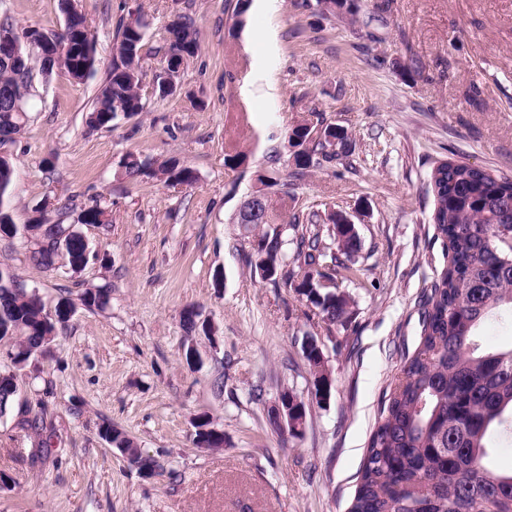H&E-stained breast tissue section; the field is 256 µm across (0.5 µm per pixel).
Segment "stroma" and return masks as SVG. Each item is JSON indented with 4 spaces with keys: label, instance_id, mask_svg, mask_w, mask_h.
Segmentation results:
<instances>
[{
    "label": "stroma",
    "instance_id": "obj_1",
    "mask_svg": "<svg viewBox=\"0 0 512 512\" xmlns=\"http://www.w3.org/2000/svg\"><path fill=\"white\" fill-rule=\"evenodd\" d=\"M357 3L352 25L275 0L248 7L238 27V0H84L95 78L34 72L29 121L4 150L16 166L15 224L44 203L63 224L100 204L108 224L82 231L108 259L48 271L19 240L0 239V266L50 309L104 283L112 301L77 308L20 371L18 399L44 402L47 427L37 436L0 418L10 479L0 512H346L384 396L418 345L420 297L445 263L428 174L452 159L512 179V0ZM138 7L144 110L89 129L117 28ZM177 15L192 19L199 50L162 98L155 84ZM4 16L46 32L64 24L60 0H0ZM320 119L347 132L350 167L325 162L298 181L287 160L277 168L297 209L342 213L359 237L357 275L338 285L352 303L330 328L306 297L253 274V235L232 221L287 132ZM131 153L178 160L198 179L129 180L120 163ZM237 153L244 167L230 165ZM189 305L218 328L216 345L198 341L200 370L185 360ZM309 334L324 343L334 386L320 403L301 349ZM288 389L308 406L297 438L268 417ZM200 414L223 431V448L197 446ZM108 425L157 460L153 477L102 439Z\"/></svg>",
    "mask_w": 512,
    "mask_h": 512
}]
</instances>
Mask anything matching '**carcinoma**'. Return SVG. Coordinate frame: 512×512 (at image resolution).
<instances>
[{"mask_svg": "<svg viewBox=\"0 0 512 512\" xmlns=\"http://www.w3.org/2000/svg\"><path fill=\"white\" fill-rule=\"evenodd\" d=\"M147 20L142 13L118 26L112 63L99 84L88 127H105L122 112L144 109L137 89L143 75V49ZM168 33L169 48L180 53L184 66L199 50L192 22L179 17ZM56 67L85 82L97 72V61L86 70L71 65L66 36L56 35ZM16 60L0 59V142H13L27 123L25 105L32 68L40 60L22 44ZM323 128L329 140L310 138ZM298 173L320 164L340 161L350 152L347 137L322 121L300 125L287 137ZM124 175L136 180L150 177L166 184L191 185L197 174L175 160L157 161L134 154L121 161ZM15 167L0 156V238H19L30 247V259L47 270L68 267L76 272L96 258L81 231L86 224L108 223L100 205L80 211L72 224H51L31 215L19 229L10 212V192ZM262 186V224L271 223L273 203L265 188L281 186V206L288 208V184L273 173L256 175ZM428 192L434 207L430 223L443 242L445 264L423 295L421 336L414 352L403 362L385 395L380 420L365 450L357 484L347 512H512V472L501 473L488 463L496 448L512 444V347L482 349L476 331L491 316L512 326V181L465 163L448 161L432 170ZM318 214L301 224L294 212L289 224L301 227L295 240L282 239L277 230L258 229L254 272H272L268 280L282 282L307 297L329 326L343 322L351 300L337 292V281L350 280L356 270L350 256L358 245L354 225L330 212L323 222ZM293 244V263L286 261V246ZM109 284L87 288L80 296L89 311H104L111 303ZM73 304L62 297L54 312L46 310L39 293L28 288L8 267H0V340H15L9 352L13 369L0 372V418L18 413L22 423L40 434L45 409L32 413L28 405L15 406L16 371L43 354L69 320ZM187 335L211 338L215 325L195 316L180 315ZM313 377L315 397L323 402L332 384L315 344L303 348ZM107 443L122 453L138 472H155L157 461L143 454L129 437L106 427Z\"/></svg>", "mask_w": 512, "mask_h": 512, "instance_id": "obj_1", "label": "carcinoma"}]
</instances>
